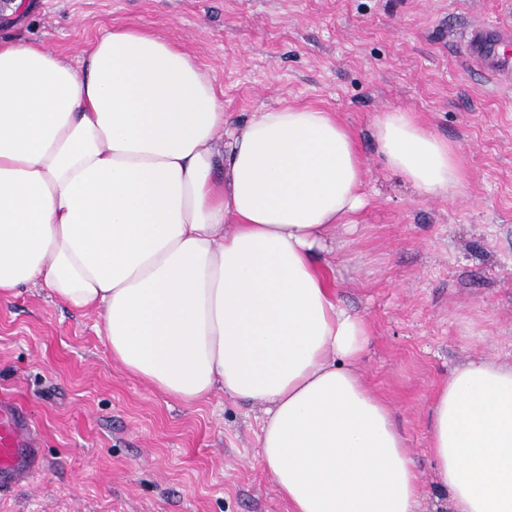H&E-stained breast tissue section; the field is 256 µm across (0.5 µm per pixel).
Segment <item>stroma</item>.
Here are the masks:
<instances>
[{"mask_svg":"<svg viewBox=\"0 0 512 512\" xmlns=\"http://www.w3.org/2000/svg\"><path fill=\"white\" fill-rule=\"evenodd\" d=\"M483 22L512 28V0H0L1 38L75 66L115 26L177 43L229 124L308 105L354 132L367 204L325 261L340 306L369 324L357 370L406 440L420 512H449L429 450L436 392L461 363L512 364V88L467 52ZM394 109L458 148L463 189L421 196L387 167L373 120ZM0 399L45 458L0 512H290L258 463L262 404L159 393L113 361L98 312L33 284L0 298Z\"/></svg>","mask_w":512,"mask_h":512,"instance_id":"obj_1","label":"stroma"}]
</instances>
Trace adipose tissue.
I'll list each match as a JSON object with an SVG mask.
<instances>
[{
  "instance_id": "obj_1",
  "label": "adipose tissue",
  "mask_w": 512,
  "mask_h": 512,
  "mask_svg": "<svg viewBox=\"0 0 512 512\" xmlns=\"http://www.w3.org/2000/svg\"><path fill=\"white\" fill-rule=\"evenodd\" d=\"M422 195L465 182L458 149L403 110L373 122ZM332 112L283 106L227 127L195 60L153 33H102L81 67L0 38V296L34 283L102 318L112 357L186 404H264L259 463L291 512H417L387 403L355 371L370 330L318 254L366 204ZM451 512H512V366L457 367L429 433Z\"/></svg>"
}]
</instances>
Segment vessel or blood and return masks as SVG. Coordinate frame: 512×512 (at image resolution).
<instances>
[{
  "label": "vessel or blood",
  "mask_w": 512,
  "mask_h": 512,
  "mask_svg": "<svg viewBox=\"0 0 512 512\" xmlns=\"http://www.w3.org/2000/svg\"><path fill=\"white\" fill-rule=\"evenodd\" d=\"M512 40V32L484 26L470 34L473 55L498 62V47ZM44 459L26 418L16 408L0 405V491L26 482L38 472Z\"/></svg>",
  "instance_id": "obj_1"
}]
</instances>
